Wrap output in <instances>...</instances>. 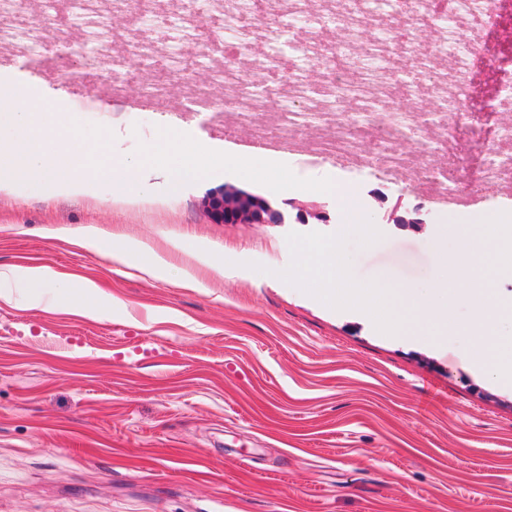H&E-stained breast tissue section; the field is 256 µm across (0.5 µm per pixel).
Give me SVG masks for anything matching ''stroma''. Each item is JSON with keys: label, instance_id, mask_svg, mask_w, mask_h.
I'll return each mask as SVG.
<instances>
[{"label": "stroma", "instance_id": "35a3bbf8", "mask_svg": "<svg viewBox=\"0 0 512 512\" xmlns=\"http://www.w3.org/2000/svg\"><path fill=\"white\" fill-rule=\"evenodd\" d=\"M34 94L39 126L108 129L103 162L134 158L158 128L243 154L220 112L153 107L114 95L112 60L61 73L55 57L0 68ZM299 177L353 188L380 232L347 252L360 281L440 280L431 242L383 218L416 194L303 151L274 152ZM232 186L281 209L286 222L221 224L206 193ZM322 207L327 222L307 218ZM329 193L280 194L231 173L174 185L142 165L133 184L100 175L0 181V265H48L112 296L96 317L0 301V512H512V392L474 374L469 340L443 349L386 335L357 310H336L277 276L289 232L343 230ZM95 227L110 243L137 239L167 261L152 277L115 268L67 242ZM223 263L216 272L214 263ZM261 271H254V264ZM475 290L512 321V271L484 262ZM192 277L196 287H181Z\"/></svg>", "mask_w": 512, "mask_h": 512}]
</instances>
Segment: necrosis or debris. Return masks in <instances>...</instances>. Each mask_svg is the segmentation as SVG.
I'll use <instances>...</instances> for the list:
<instances>
[{
    "label": "necrosis or debris",
    "mask_w": 512,
    "mask_h": 512,
    "mask_svg": "<svg viewBox=\"0 0 512 512\" xmlns=\"http://www.w3.org/2000/svg\"><path fill=\"white\" fill-rule=\"evenodd\" d=\"M0 0V46L35 56L39 46L23 34L24 24L12 6ZM70 20L90 34L97 53H112L114 87L139 77V68L155 61L154 45L141 38L157 21L193 32L185 0L174 7L145 6L140 30L129 37L135 60L126 62L111 50L110 17L128 0H69ZM272 15L253 16L243 25L237 11L225 7L217 38L224 41V63L210 67L205 54L173 50L174 65L193 80L197 68L210 67L211 82L196 87L185 103L195 112H213L221 102L213 91L231 92L227 129L247 128L253 140L296 139L317 130L307 144L310 158L327 160L344 170L374 173L389 184L422 195L435 210L459 212L485 192L512 198V114L488 116L486 130L492 147L479 160L470 193H462L456 177V150L468 124L459 120L472 105L470 79L484 62V39L473 37L471 22L496 24L498 0H274ZM436 26L440 37L419 51L414 22ZM323 33L307 42L297 24ZM410 56L412 68H395L393 58ZM431 99L433 112L414 111V103ZM410 103L402 110L400 102ZM273 112L267 123L265 112ZM446 156L445 169H433V154Z\"/></svg>",
    "instance_id": "necrosis-or-debris-1"
}]
</instances>
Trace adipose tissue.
<instances>
[{
	"mask_svg": "<svg viewBox=\"0 0 512 512\" xmlns=\"http://www.w3.org/2000/svg\"><path fill=\"white\" fill-rule=\"evenodd\" d=\"M78 245L103 251L119 266L137 265L150 274L162 273L164 260L147 251L142 244L127 241L118 245L100 247L92 234H84ZM24 289L34 305L58 309L72 314L93 316L111 307L112 297L94 282L59 271L46 265L12 264L0 266V300L11 301L14 289Z\"/></svg>",
	"mask_w": 512,
	"mask_h": 512,
	"instance_id": "1",
	"label": "adipose tissue"
}]
</instances>
